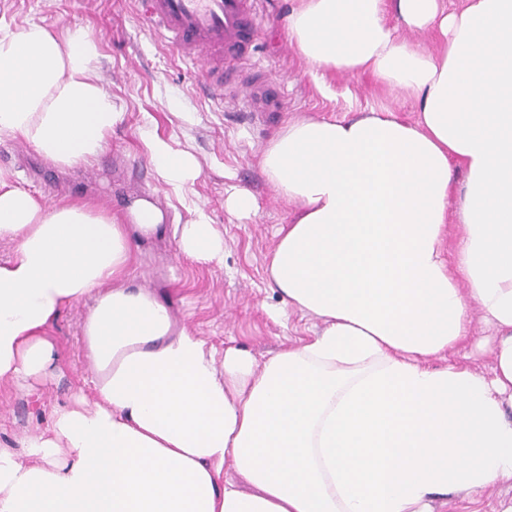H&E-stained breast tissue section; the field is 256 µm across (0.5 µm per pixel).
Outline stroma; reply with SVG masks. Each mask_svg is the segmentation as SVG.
<instances>
[{"mask_svg":"<svg viewBox=\"0 0 512 512\" xmlns=\"http://www.w3.org/2000/svg\"><path fill=\"white\" fill-rule=\"evenodd\" d=\"M292 0H257L258 42L253 59L238 66L235 83L216 98L204 85L199 63L178 56L166 40L141 20L135 0H0V21L10 25L37 23L62 30L83 27L101 54L100 76L124 119L113 130L107 151L86 169L62 170L44 161L21 142L0 144V169L16 185L46 202L90 198L105 209L122 212L135 197L152 196L171 224L192 219L202 208L207 221L224 238V264L217 267L179 255L172 235L143 246L134 277L154 290L169 306L178 324L194 329L209 345L226 342L264 358L286 337H305L316 321L294 312L288 325L272 312L281 308L270 288L265 267L276 238L292 209L276 195L258 157L279 128L299 116H340L346 111L394 102L396 95L366 74H324L309 66L289 45L286 17ZM281 87L288 109L253 115L244 110L243 94L256 79ZM153 131L174 148L189 150L201 174L191 191L177 195L157 176L142 140ZM248 189L257 209L245 218L224 208L225 190ZM76 305L64 311L54 328L61 347V375L28 394L0 386V448L24 458V437L47 428L54 409L75 393H90L91 374L81 354L80 320ZM466 353L451 352L433 359L436 367L465 361L489 373L485 350L493 329L474 316ZM512 499V487L497 484L481 495L449 496L442 512H498Z\"/></svg>","mask_w":512,"mask_h":512,"instance_id":"stroma-1","label":"stroma"}]
</instances>
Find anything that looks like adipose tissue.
I'll use <instances>...</instances> for the list:
<instances>
[{
    "instance_id": "1",
    "label": "adipose tissue",
    "mask_w": 512,
    "mask_h": 512,
    "mask_svg": "<svg viewBox=\"0 0 512 512\" xmlns=\"http://www.w3.org/2000/svg\"><path fill=\"white\" fill-rule=\"evenodd\" d=\"M287 24L308 64L370 74L417 112L300 118L263 149L293 206L268 283L321 331L262 362L217 353L133 282L135 249L169 231L223 264L205 216L47 205L0 170V384L52 383L50 329L80 303L93 371L26 460L0 449V512H436L512 480V0H293ZM99 57L83 29L0 23V143L92 165L124 118ZM147 147L173 190L199 177L190 152ZM474 305L497 332L491 377L431 367L468 341Z\"/></svg>"
}]
</instances>
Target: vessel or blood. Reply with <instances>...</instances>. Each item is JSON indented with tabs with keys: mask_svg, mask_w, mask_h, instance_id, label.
Returning a JSON list of instances; mask_svg holds the SVG:
<instances>
[{
	"mask_svg": "<svg viewBox=\"0 0 512 512\" xmlns=\"http://www.w3.org/2000/svg\"><path fill=\"white\" fill-rule=\"evenodd\" d=\"M144 21L182 57L199 61L215 93L224 89V65L247 59L254 38L256 0H143ZM254 112H280V90H249Z\"/></svg>",
	"mask_w": 512,
	"mask_h": 512,
	"instance_id": "obj_1",
	"label": "vessel or blood"
}]
</instances>
